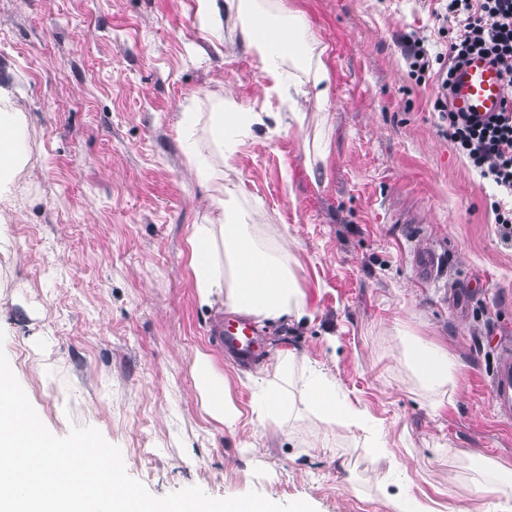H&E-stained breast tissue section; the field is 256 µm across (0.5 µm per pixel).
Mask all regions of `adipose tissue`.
I'll return each instance as SVG.
<instances>
[{"label": "adipose tissue", "mask_w": 512, "mask_h": 512, "mask_svg": "<svg viewBox=\"0 0 512 512\" xmlns=\"http://www.w3.org/2000/svg\"><path fill=\"white\" fill-rule=\"evenodd\" d=\"M301 15H272L253 10L241 29L245 48L257 54L260 69L271 89L293 85L295 95L288 109L265 115L262 112L224 111L223 96H216V112L209 116L210 144L216 153L236 152L242 131L273 118L278 127H303L306 115L299 99L326 100L329 96V72L324 50L304 35ZM313 68L311 83L295 80L285 69L286 62ZM22 149L21 119L18 113H0V201L4 200L20 169ZM194 155L197 178L214 183L211 197L214 214L207 223L194 225L189 238L192 285L200 305L224 306L231 312L252 318L259 324L301 323L315 318L293 270L281 260L288 248L283 240L263 246L253 236V227L244 217L224 205V188L218 185V173L195 144H188ZM402 358L422 388L437 395L446 394L455 383L456 363L447 351L412 335L402 338ZM294 354L278 355L275 379L261 382L255 409L260 424L284 427L293 408L288 381L294 370ZM196 388L207 413L230 427L239 411L230 402L223 375L214 368L206 353L194 356ZM301 394L308 414L322 417L329 425L357 423L358 418L340 399L333 377L314 370L303 380Z\"/></svg>", "instance_id": "obj_1"}]
</instances>
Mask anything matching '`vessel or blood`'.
Instances as JSON below:
<instances>
[{"instance_id":"b4317fda","label":"vessel or blood","mask_w":512,"mask_h":512,"mask_svg":"<svg viewBox=\"0 0 512 512\" xmlns=\"http://www.w3.org/2000/svg\"><path fill=\"white\" fill-rule=\"evenodd\" d=\"M504 78L498 66L483 58H473L456 74L449 92L453 111L485 116L501 111ZM222 347L237 351L242 357H254L259 345L252 325L240 320L233 327L218 330ZM492 399L501 418L512 419V341H502L500 355L491 381Z\"/></svg>"}]
</instances>
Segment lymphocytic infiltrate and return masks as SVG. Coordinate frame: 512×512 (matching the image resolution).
<instances>
[{"mask_svg": "<svg viewBox=\"0 0 512 512\" xmlns=\"http://www.w3.org/2000/svg\"><path fill=\"white\" fill-rule=\"evenodd\" d=\"M433 14L455 24L446 51L431 53L426 38L405 37L404 58L412 73L435 74L438 92L432 107L439 114V132L465 156L480 177L500 196L512 198V0H438ZM490 57L505 77L502 112L479 121L448 108V92L456 70L470 56Z\"/></svg>", "mask_w": 512, "mask_h": 512, "instance_id": "f902f5d3", "label": "lymphocytic infiltrate"}]
</instances>
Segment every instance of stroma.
I'll list each match as a JSON object with an SVG mask.
<instances>
[{"label": "stroma", "mask_w": 512, "mask_h": 512, "mask_svg": "<svg viewBox=\"0 0 512 512\" xmlns=\"http://www.w3.org/2000/svg\"><path fill=\"white\" fill-rule=\"evenodd\" d=\"M327 48L330 92L303 128L254 127L227 159L208 142L211 93L258 112L266 93L242 15L207 22L199 0H0V110L22 115L25 162L0 204V349L56 436L91 426L154 496L196 486L255 491L315 512H501L476 494L484 460L512 479V420L491 398L499 338L512 339V246L493 188L438 131L433 82L411 75L401 37L446 39L434 0H275ZM198 123L185 133L181 115ZM192 138L224 174V204L284 238L315 312L266 325L260 365L292 351L324 369L364 426L294 409L259 425L248 368L219 352L199 306L187 239L212 188ZM458 364L433 403L401 359L400 329ZM240 412L204 411L195 351Z\"/></svg>", "instance_id": "35a3bbf8"}]
</instances>
